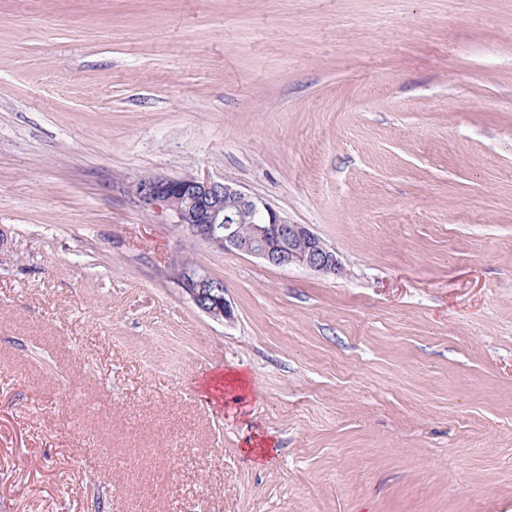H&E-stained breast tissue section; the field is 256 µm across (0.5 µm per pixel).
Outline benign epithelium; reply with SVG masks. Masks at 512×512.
<instances>
[{
	"label": "benign epithelium",
	"instance_id": "obj_1",
	"mask_svg": "<svg viewBox=\"0 0 512 512\" xmlns=\"http://www.w3.org/2000/svg\"><path fill=\"white\" fill-rule=\"evenodd\" d=\"M132 190L141 203L170 212L190 235L221 251L322 276L342 273L336 253L308 226L288 222L264 199L246 194L234 183L199 174L153 176L136 180ZM178 281L199 309L217 320L232 319L224 290L205 268L183 263Z\"/></svg>",
	"mask_w": 512,
	"mask_h": 512
}]
</instances>
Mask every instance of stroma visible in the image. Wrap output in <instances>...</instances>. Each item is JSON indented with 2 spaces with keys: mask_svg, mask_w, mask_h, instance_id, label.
<instances>
[{
  "mask_svg": "<svg viewBox=\"0 0 512 512\" xmlns=\"http://www.w3.org/2000/svg\"><path fill=\"white\" fill-rule=\"evenodd\" d=\"M188 173L343 273L132 194ZM0 512H512V0H0ZM132 190L141 203L171 212L176 224L218 250L322 276L342 273L336 253L308 226L288 222L263 198L246 194L235 183L199 174L151 176L136 180ZM239 224H249L247 234ZM178 281L193 303L217 320H231L233 310L224 296V288L216 287V278L202 266L184 262L178 268Z\"/></svg>",
  "mask_w": 512,
  "mask_h": 512,
  "instance_id": "1",
  "label": "stroma"
}]
</instances>
